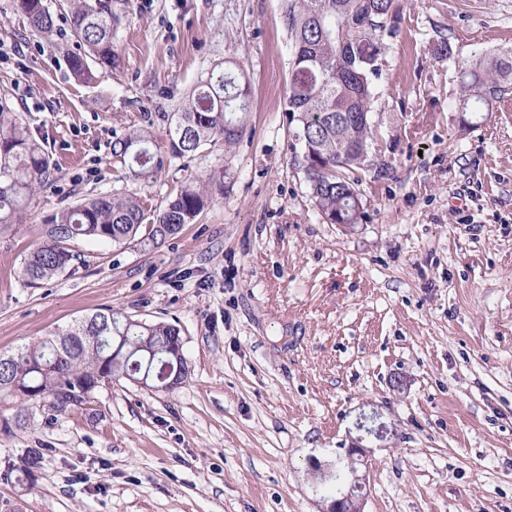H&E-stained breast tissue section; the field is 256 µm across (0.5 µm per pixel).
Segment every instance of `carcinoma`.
Segmentation results:
<instances>
[{
	"label": "carcinoma",
	"instance_id": "cac0c4a2",
	"mask_svg": "<svg viewBox=\"0 0 512 512\" xmlns=\"http://www.w3.org/2000/svg\"><path fill=\"white\" fill-rule=\"evenodd\" d=\"M31 27L50 34L52 14L43 0H17ZM398 0H284L283 23L292 41L288 112L293 137L300 146L294 163L309 182L311 199L328 224H358L363 219L353 173L364 164L362 150L375 133L363 118L371 112L378 60L386 52L384 37L394 27L381 21L397 18ZM112 0H70V31L76 51L67 58L72 76L93 78L94 68H112ZM512 81V50L486 64L459 71L462 114L506 112L502 83ZM249 80L241 65L226 61L224 69L200 78L173 112L163 115L170 156L189 167L208 145L224 144L229 152L247 129ZM151 126H137L112 144V156L134 180L155 178L164 166ZM54 167L42 142L12 112H0V222L27 205L53 178ZM224 188V166L194 175L169 193L163 205L151 207L135 193L114 191L50 215L40 241L24 259L23 277L30 285L65 272L78 239L126 244L155 243L177 234ZM181 334L171 323L149 322L105 307L48 337L28 343L0 365V398H19L15 425L26 424L27 412L43 407L57 418L81 407L101 384L137 380L164 368L188 379V365L158 352L163 340Z\"/></svg>",
	"mask_w": 512,
	"mask_h": 512
}]
</instances>
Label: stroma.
I'll use <instances>...</instances> for the list:
<instances>
[{
	"label": "stroma",
	"mask_w": 512,
	"mask_h": 512,
	"mask_svg": "<svg viewBox=\"0 0 512 512\" xmlns=\"http://www.w3.org/2000/svg\"><path fill=\"white\" fill-rule=\"evenodd\" d=\"M45 2L49 38L0 0V107L58 167L0 223V355L109 306L177 325L190 375L104 384L0 430V512H324L312 466L372 408L391 432L366 442L364 512H512V111L467 127L455 108L459 65L512 47V0H399L348 229L323 222L293 162L282 0H116L115 63L87 83L67 64L68 0ZM227 60L251 86L240 143L127 180L113 142L147 116L162 132ZM219 164L224 191L195 223L157 245L75 241L64 273L25 283L54 212L115 190L157 206Z\"/></svg>",
	"instance_id": "35a3bbf8"
}]
</instances>
